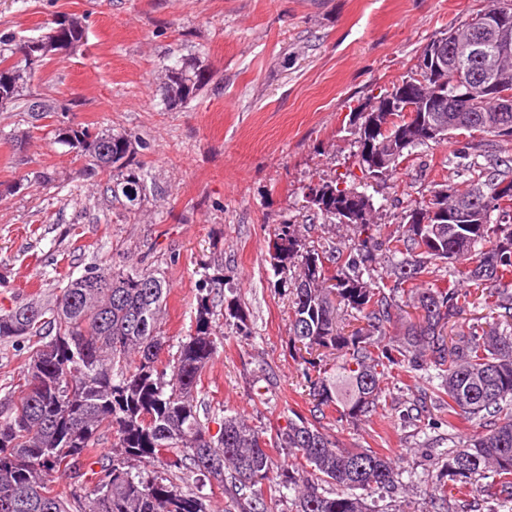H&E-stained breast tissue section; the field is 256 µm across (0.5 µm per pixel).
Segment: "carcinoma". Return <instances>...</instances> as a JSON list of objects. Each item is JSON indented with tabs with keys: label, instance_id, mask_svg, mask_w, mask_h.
Segmentation results:
<instances>
[{
	"label": "carcinoma",
	"instance_id": "1",
	"mask_svg": "<svg viewBox=\"0 0 512 512\" xmlns=\"http://www.w3.org/2000/svg\"><path fill=\"white\" fill-rule=\"evenodd\" d=\"M56 23L74 48L86 41V27L73 16ZM54 26V27H56ZM49 27L48 31H53ZM27 43L0 36V71L14 73L0 109L30 111L24 88L31 75L18 60ZM164 102L170 109L192 102L211 76L192 58L164 68ZM427 79L421 65L380 97L400 101L403 86ZM482 83L470 82L471 95L444 105L436 113L450 126L455 107L468 111L467 141H457L456 168L467 176L461 192L436 183L428 192L444 193L448 207L477 191L482 224L409 223L427 215L423 198L407 205L402 229L381 236L374 223L351 222L361 234L342 251L321 240H307L294 224L273 231L272 266L298 270L290 291L291 343L307 354L319 349L337 353L328 368L303 360L311 418L288 419L277 429H257L237 416H226L218 434L200 418L194 393L202 371L215 352L210 329L213 304L199 295L195 333L181 343L168 363L161 330L166 279L148 269H114L100 262L59 289L51 302L29 300L0 313V342L37 337L22 370L21 398L7 407L0 421V512H207L204 497L183 492L170 478L137 467L164 459L175 475L185 470L216 481L238 512H272L263 486L274 484L292 493L290 512H374L367 494L388 492L399 472L386 455L367 448H342L321 423L325 410L339 419L358 420L387 404L389 380L435 371L439 383L431 401L448 414L476 420L485 433L451 452L436 476L435 490L448 482L489 480L487 512H512V176L507 161H479L476 132L512 144L502 128L512 129V112L501 125L486 122L496 105L486 99ZM76 149L86 168L101 176L105 191L136 217L147 196L144 164L136 139L127 133L74 131ZM357 166L364 190L339 187L338 180L310 185L305 208L328 221L343 223L341 207L350 192L372 201L365 189L379 186L396 167L374 169L355 134ZM385 251L390 265L373 278L376 252ZM448 264V284L426 280L431 267ZM496 321L474 320L467 331L453 327L471 305L472 291ZM422 309L406 320L404 333L391 344L386 335L403 308ZM347 311L364 326L347 334L338 311ZM112 436L117 451L95 455L101 440ZM287 450L288 464L277 465L273 450ZM99 466L94 470L93 466ZM70 479L66 491L54 483Z\"/></svg>",
	"mask_w": 512,
	"mask_h": 512
}]
</instances>
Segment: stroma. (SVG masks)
Segmentation results:
<instances>
[{
	"instance_id": "35a3bbf8",
	"label": "stroma",
	"mask_w": 512,
	"mask_h": 512,
	"mask_svg": "<svg viewBox=\"0 0 512 512\" xmlns=\"http://www.w3.org/2000/svg\"><path fill=\"white\" fill-rule=\"evenodd\" d=\"M495 0H0V33L37 37L63 15L85 16L87 41L53 57L28 91L56 105L45 116L0 111V312L50 297L85 267H147L171 290L161 329L169 352L195 331L200 288L210 289L217 352L196 396L218 431L235 414L258 427L308 415L304 366L289 342L286 275L270 260L274 225L350 245L354 232L304 206L306 186L353 171L351 112L391 89L423 47ZM194 57L211 83L181 109L166 107L161 70ZM73 111H65V104ZM66 123L136 137L149 192L136 218L103 193L85 162L55 140ZM450 143L422 146L374 202L383 232L431 183L466 190ZM48 180H40V173ZM232 295L246 322L225 317ZM27 345L0 344V401L17 399ZM406 379L393 406L353 422L328 412L340 447L393 458L398 493L370 494L378 512H457V491L435 499L432 481L456 444L481 427L447 410L419 429L403 413L431 393Z\"/></svg>"
}]
</instances>
